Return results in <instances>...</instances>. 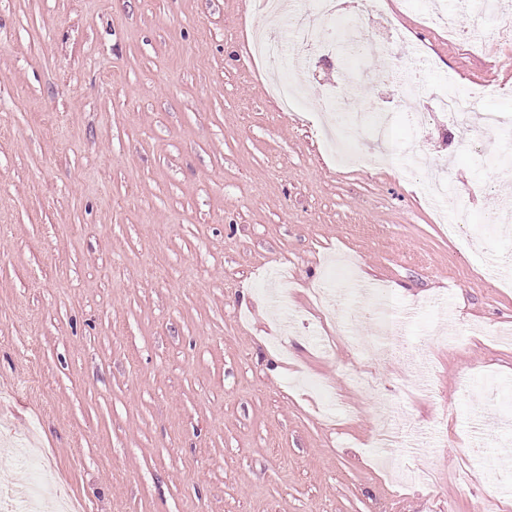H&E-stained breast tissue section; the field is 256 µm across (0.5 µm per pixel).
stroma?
<instances>
[{"label":"stroma","instance_id":"stroma-1","mask_svg":"<svg viewBox=\"0 0 512 512\" xmlns=\"http://www.w3.org/2000/svg\"><path fill=\"white\" fill-rule=\"evenodd\" d=\"M469 8L376 0L386 24L352 17L361 50L311 54L283 112L264 0H0V445L38 449L0 484L38 482L46 512H512V37L469 51L427 23ZM408 43L422 97L487 86L496 124L415 123ZM348 78L357 104L318 111ZM340 144L388 159L344 167ZM359 282L414 309L430 390L357 352ZM286 36L267 37L261 31L255 33V53L268 62L270 67H277L286 53Z\"/></svg>","mask_w":512,"mask_h":512}]
</instances>
